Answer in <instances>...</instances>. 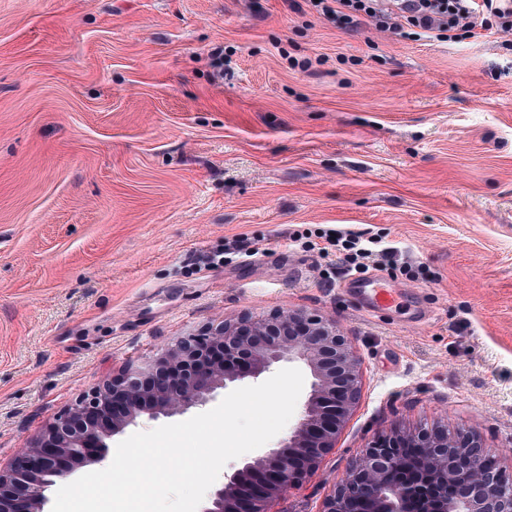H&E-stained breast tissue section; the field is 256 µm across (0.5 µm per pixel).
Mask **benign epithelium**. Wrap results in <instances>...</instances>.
Instances as JSON below:
<instances>
[{
    "label": "benign epithelium",
    "instance_id": "obj_1",
    "mask_svg": "<svg viewBox=\"0 0 512 512\" xmlns=\"http://www.w3.org/2000/svg\"><path fill=\"white\" fill-rule=\"evenodd\" d=\"M292 361L305 363L313 378L302 418L280 447L237 470L200 510L271 512L335 447L361 395L360 360L336 322L306 312L212 323L177 338L152 363L104 380L0 468V512H43L48 487L78 464L103 460L107 440L141 415L183 413ZM491 452L470 431L396 433L366 450L324 512H512V479L486 465Z\"/></svg>",
    "mask_w": 512,
    "mask_h": 512
}]
</instances>
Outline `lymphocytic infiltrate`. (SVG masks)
Here are the masks:
<instances>
[{
  "label": "lymphocytic infiltrate",
  "instance_id": "obj_1",
  "mask_svg": "<svg viewBox=\"0 0 512 512\" xmlns=\"http://www.w3.org/2000/svg\"><path fill=\"white\" fill-rule=\"evenodd\" d=\"M309 9L335 22L340 28H369L401 38L451 41L480 37L487 18L498 21L501 31L512 32V0H306ZM317 251L335 256L347 272L365 273L391 255L375 238H362L348 231L319 234Z\"/></svg>",
  "mask_w": 512,
  "mask_h": 512
}]
</instances>
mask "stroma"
<instances>
[{"instance_id":"obj_1","label":"stroma","mask_w":512,"mask_h":512,"mask_svg":"<svg viewBox=\"0 0 512 512\" xmlns=\"http://www.w3.org/2000/svg\"><path fill=\"white\" fill-rule=\"evenodd\" d=\"M328 228L394 247L406 304L366 311L291 242ZM274 310L335 320L362 389L273 512H323L396 429L474 431L512 476L506 35L346 32L289 0H0V465L127 364Z\"/></svg>"}]
</instances>
